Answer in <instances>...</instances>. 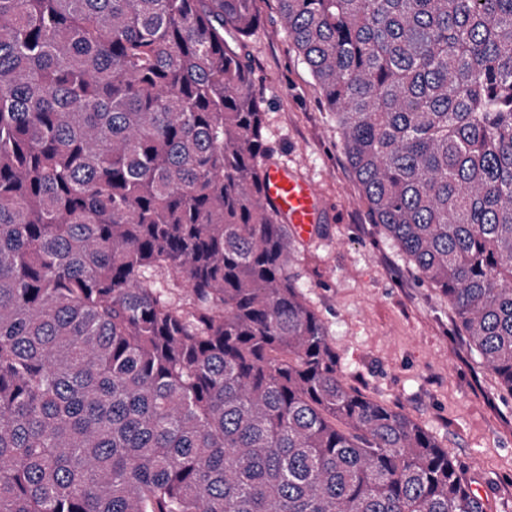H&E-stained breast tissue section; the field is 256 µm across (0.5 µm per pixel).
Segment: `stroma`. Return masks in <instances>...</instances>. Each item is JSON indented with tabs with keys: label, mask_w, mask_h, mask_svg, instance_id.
Returning <instances> with one entry per match:
<instances>
[{
	"label": "stroma",
	"mask_w": 512,
	"mask_h": 512,
	"mask_svg": "<svg viewBox=\"0 0 512 512\" xmlns=\"http://www.w3.org/2000/svg\"><path fill=\"white\" fill-rule=\"evenodd\" d=\"M248 41L269 159L323 199L293 268L323 318L348 382L431 430L488 512H512V396L479 364L448 301L374 224L336 122L282 30L278 0H257Z\"/></svg>",
	"instance_id": "obj_1"
}]
</instances>
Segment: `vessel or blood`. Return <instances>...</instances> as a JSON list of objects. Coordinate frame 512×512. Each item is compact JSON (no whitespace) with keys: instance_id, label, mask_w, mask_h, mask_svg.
Masks as SVG:
<instances>
[{"instance_id":"vessel-or-blood-1","label":"vessel or blood","mask_w":512,"mask_h":512,"mask_svg":"<svg viewBox=\"0 0 512 512\" xmlns=\"http://www.w3.org/2000/svg\"><path fill=\"white\" fill-rule=\"evenodd\" d=\"M266 201L300 238H309L318 223L321 202L315 186L284 167L269 162L259 172Z\"/></svg>"}]
</instances>
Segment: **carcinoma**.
Here are the masks:
<instances>
[{
  "label": "carcinoma",
  "instance_id": "carcinoma-1",
  "mask_svg": "<svg viewBox=\"0 0 512 512\" xmlns=\"http://www.w3.org/2000/svg\"><path fill=\"white\" fill-rule=\"evenodd\" d=\"M256 2L0 0V512H487L291 273ZM279 3L374 223L512 396V0Z\"/></svg>",
  "mask_w": 512,
  "mask_h": 512
}]
</instances>
